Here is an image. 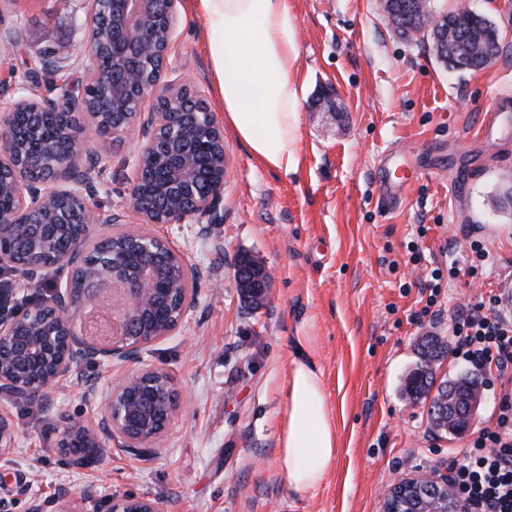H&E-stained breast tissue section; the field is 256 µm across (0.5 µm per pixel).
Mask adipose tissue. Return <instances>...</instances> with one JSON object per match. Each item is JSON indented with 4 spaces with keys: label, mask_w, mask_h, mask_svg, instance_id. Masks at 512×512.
<instances>
[{
    "label": "adipose tissue",
    "mask_w": 512,
    "mask_h": 512,
    "mask_svg": "<svg viewBox=\"0 0 512 512\" xmlns=\"http://www.w3.org/2000/svg\"><path fill=\"white\" fill-rule=\"evenodd\" d=\"M204 21L212 77L229 131L262 164L283 174L301 163L300 53L289 0H190ZM278 434L288 488L311 496L338 455L335 412L308 337H296Z\"/></svg>",
    "instance_id": "adipose-tissue-1"
}]
</instances>
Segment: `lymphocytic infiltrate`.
Segmentation results:
<instances>
[{"mask_svg":"<svg viewBox=\"0 0 512 512\" xmlns=\"http://www.w3.org/2000/svg\"><path fill=\"white\" fill-rule=\"evenodd\" d=\"M450 321L451 357L499 381L496 422L474 432L450 481L473 512H512V302L492 294L453 310Z\"/></svg>","mask_w":512,"mask_h":512,"instance_id":"lymphocytic-infiltrate-1","label":"lymphocytic infiltrate"}]
</instances>
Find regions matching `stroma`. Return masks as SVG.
I'll return each instance as SVG.
<instances>
[{
  "mask_svg": "<svg viewBox=\"0 0 512 512\" xmlns=\"http://www.w3.org/2000/svg\"><path fill=\"white\" fill-rule=\"evenodd\" d=\"M489 17L496 59L451 72L429 39L396 31L380 0H291L301 80V165L263 167L225 134L231 166L219 224H171L164 232L198 271V304L179 329L145 348L143 366L165 369L179 408L151 459L120 449L76 469L56 446L67 419H99L100 394L127 371L85 363L52 388L46 410L14 405L15 466L0 465L10 512H57L83 496L88 512L112 497L161 498L167 512H382L389 487L445 469L474 429L495 420L498 395L484 390L470 430L435 432L428 401L399 386L431 334L450 339L448 310L489 293L512 295V0H433ZM89 0H0V114L23 95L28 68L51 67L38 89L84 79ZM168 61L187 65L192 92L223 119L205 50V28L176 0ZM136 137L117 136L99 156L103 209L123 205L134 175ZM407 189L384 195L380 172ZM479 241L488 252L477 262ZM423 259L413 262L410 246ZM247 253L272 273L262 306L241 298L234 263ZM442 279L443 312L420 317L418 283ZM309 336L340 440L334 470L305 499L278 465L277 436L294 336Z\"/></svg>",
  "mask_w": 512,
  "mask_h": 512,
  "instance_id": "1",
  "label": "stroma"
}]
</instances>
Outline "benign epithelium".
<instances>
[{"label": "benign epithelium", "mask_w": 512, "mask_h": 512, "mask_svg": "<svg viewBox=\"0 0 512 512\" xmlns=\"http://www.w3.org/2000/svg\"><path fill=\"white\" fill-rule=\"evenodd\" d=\"M174 3L91 0L85 83L52 99L22 98L0 119V197L14 201L11 208H0V274L19 272L28 288L50 271L58 277L50 298L30 301L22 313L14 311L20 289L0 280V399L45 409V391L83 362L137 365L102 398L97 423L71 419L63 428L59 447L74 449L71 464L77 468L104 459L114 448L149 458L162 441L180 394L165 370L138 363L145 347L181 326L197 303L198 289L192 265L153 227L220 220L229 166L223 130L186 83L165 75ZM103 54L112 57L109 70L98 67ZM156 54L161 67L147 80L138 60ZM83 112L98 131L101 152L109 151L112 137L137 133L134 176L119 210L94 203L98 189L82 157V136L70 130V118ZM204 121L216 146L210 151L209 190L201 195V147L192 131ZM159 153L167 165L151 172L145 159ZM48 155L56 162L47 171ZM130 214L151 228L103 231ZM93 250L100 259L85 261ZM107 298L120 316V331L83 335L86 310ZM14 444L13 422L0 410V462L6 466L12 464ZM426 482L448 493L449 512H468L449 490L448 474L438 471L398 480L385 499ZM109 506V512H165L162 501L149 497L113 498Z\"/></svg>", "instance_id": "7a95c632"}]
</instances>
